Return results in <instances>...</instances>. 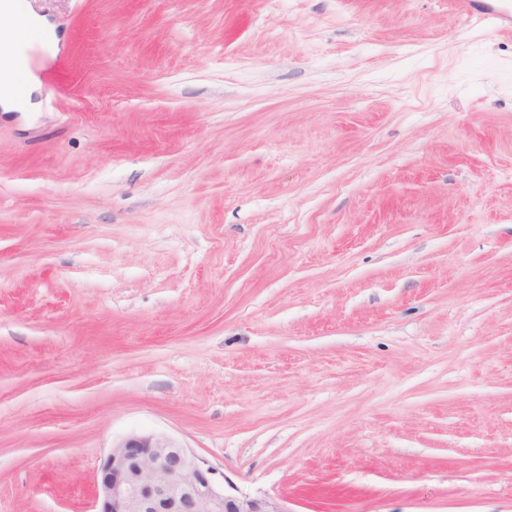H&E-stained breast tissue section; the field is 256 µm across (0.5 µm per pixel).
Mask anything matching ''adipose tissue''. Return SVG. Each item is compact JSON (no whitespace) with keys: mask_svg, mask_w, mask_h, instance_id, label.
<instances>
[{"mask_svg":"<svg viewBox=\"0 0 512 512\" xmlns=\"http://www.w3.org/2000/svg\"><path fill=\"white\" fill-rule=\"evenodd\" d=\"M45 37L48 48H55L57 37L44 20L34 12L22 15L12 14L10 9L0 10V44L13 46L10 54L0 55V73H24L26 67V44L33 33Z\"/></svg>","mask_w":512,"mask_h":512,"instance_id":"adipose-tissue-1","label":"adipose tissue"}]
</instances>
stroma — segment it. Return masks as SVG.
Instances as JSON below:
<instances>
[{
	"label": "stroma",
	"instance_id": "obj_1",
	"mask_svg": "<svg viewBox=\"0 0 512 512\" xmlns=\"http://www.w3.org/2000/svg\"><path fill=\"white\" fill-rule=\"evenodd\" d=\"M0 112V512L173 437L290 512H512V33L453 0H30ZM0 44H9L15 47L10 54L0 55V75L5 73H25L24 86L19 90L11 81L0 79V108L3 112H34L35 103L32 101L39 85L35 77L26 67V43L32 33H41L50 49L57 44V37L52 29L47 27L44 20L35 14L30 8L23 15L11 13L10 5L5 3L0 15ZM2 18L7 23L2 24Z\"/></svg>",
	"mask_w": 512,
	"mask_h": 512
}]
</instances>
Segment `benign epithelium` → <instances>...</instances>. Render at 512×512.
Masks as SVG:
<instances>
[{"instance_id":"benign-epithelium-1","label":"benign epithelium","mask_w":512,"mask_h":512,"mask_svg":"<svg viewBox=\"0 0 512 512\" xmlns=\"http://www.w3.org/2000/svg\"><path fill=\"white\" fill-rule=\"evenodd\" d=\"M92 512H290L281 500L230 493L224 475L174 438L132 434L101 459Z\"/></svg>"}]
</instances>
